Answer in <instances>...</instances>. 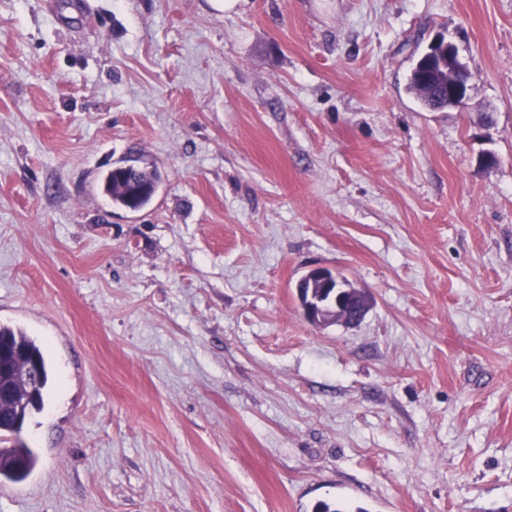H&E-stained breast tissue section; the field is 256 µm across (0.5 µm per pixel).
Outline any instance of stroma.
<instances>
[{
    "instance_id": "stroma-1",
    "label": "stroma",
    "mask_w": 512,
    "mask_h": 512,
    "mask_svg": "<svg viewBox=\"0 0 512 512\" xmlns=\"http://www.w3.org/2000/svg\"><path fill=\"white\" fill-rule=\"evenodd\" d=\"M0 324L52 373L0 512H512V0H0ZM448 48V60L444 53L432 54V57L420 59L409 77L407 90L414 95L417 101L430 111L443 110L448 107L458 106L459 103L447 102L445 88L448 81V71L451 68L449 53H455L454 48L448 42H444ZM133 183L140 191L131 192ZM162 178L156 168L129 170H108L102 178L103 192L111 199L112 206L130 212H139L147 208L157 195ZM317 278H321V288H335L334 292L332 293V297L334 302H339V299L342 296V291L344 288H349L347 286V281L344 278H341L336 272L333 270L317 266L310 268L297 282L296 284V291L297 296L303 294L304 288H307L308 284L314 283V281Z\"/></svg>"
}]
</instances>
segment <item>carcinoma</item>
<instances>
[{
	"label": "carcinoma",
	"mask_w": 512,
	"mask_h": 512,
	"mask_svg": "<svg viewBox=\"0 0 512 512\" xmlns=\"http://www.w3.org/2000/svg\"><path fill=\"white\" fill-rule=\"evenodd\" d=\"M448 60L445 54H434L417 62L409 77L407 90L430 111L455 106L447 101ZM162 183L159 171L153 169H110L102 178L103 192L112 206L130 212L147 208ZM0 342L18 353V359L8 364L14 380L12 394L0 400V441L16 435L34 411L44 408L50 388V376L41 345L20 329L0 324ZM35 461L26 444L15 441L10 447H0V476L22 479Z\"/></svg>",
	"instance_id": "1"
}]
</instances>
